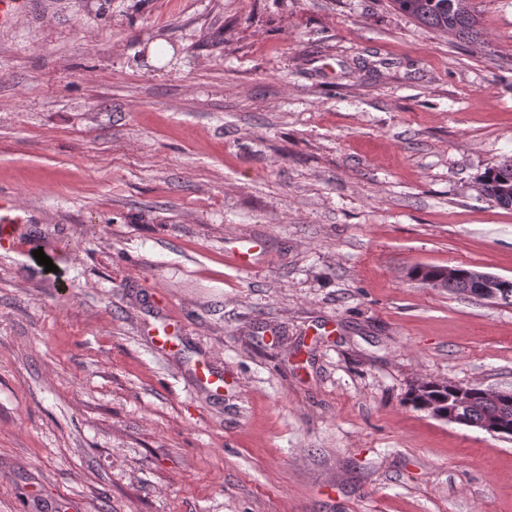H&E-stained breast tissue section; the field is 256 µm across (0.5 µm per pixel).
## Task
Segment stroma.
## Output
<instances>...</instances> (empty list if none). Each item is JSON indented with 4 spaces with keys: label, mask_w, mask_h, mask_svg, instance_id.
Here are the masks:
<instances>
[{
    "label": "stroma",
    "mask_w": 512,
    "mask_h": 512,
    "mask_svg": "<svg viewBox=\"0 0 512 512\" xmlns=\"http://www.w3.org/2000/svg\"><path fill=\"white\" fill-rule=\"evenodd\" d=\"M23 0L0 25V512H512V0ZM249 252L247 264L236 252ZM177 326L163 350L154 328ZM226 380L198 385L196 367ZM459 0H392L397 9L418 24L453 33L461 39L478 35L474 11L460 7ZM483 175L490 199L502 208L512 209V158L487 168ZM438 268L440 267H426L425 269L415 268L413 270V275L415 278L426 283L432 288H448V291L451 292L468 294V289L472 287L469 285L467 277H460L456 281H448L454 280L459 276L458 270L454 267H448L444 270L441 280L445 282L442 283L439 287H435V285L431 284V281H434L438 278ZM471 279L475 288L472 294L482 300L495 303L498 293L497 303L512 306V278L501 277L497 288V275L472 270ZM497 290V291H496ZM463 387L470 391L468 400L459 408V415L467 423L464 426L473 427L499 415L510 418L507 424L512 430V391L497 401H490L483 396L481 387Z\"/></svg>",
    "instance_id": "1"
}]
</instances>
